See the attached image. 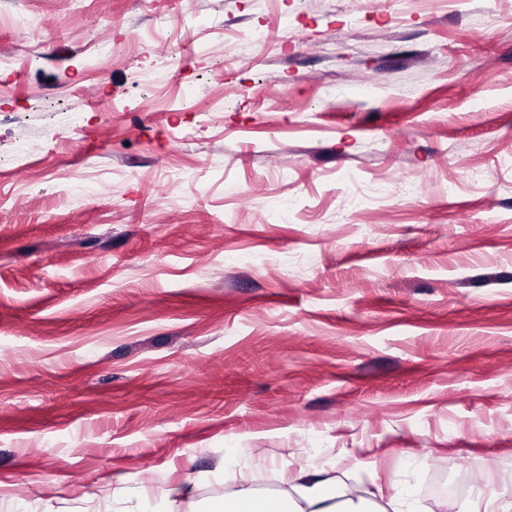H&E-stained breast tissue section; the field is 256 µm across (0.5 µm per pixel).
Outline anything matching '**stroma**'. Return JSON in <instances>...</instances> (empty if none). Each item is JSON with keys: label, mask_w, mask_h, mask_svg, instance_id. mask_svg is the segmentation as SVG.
<instances>
[{"label": "stroma", "mask_w": 512, "mask_h": 512, "mask_svg": "<svg viewBox=\"0 0 512 512\" xmlns=\"http://www.w3.org/2000/svg\"><path fill=\"white\" fill-rule=\"evenodd\" d=\"M1 58L0 512L512 502V0H0ZM294 494H263L243 484L224 498L211 503L209 512H386L376 492L361 491L336 483L331 477L311 478L300 468L287 480Z\"/></svg>", "instance_id": "stroma-1"}]
</instances>
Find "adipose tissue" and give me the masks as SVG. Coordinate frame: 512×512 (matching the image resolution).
I'll return each mask as SVG.
<instances>
[{
	"label": "adipose tissue",
	"mask_w": 512,
	"mask_h": 512,
	"mask_svg": "<svg viewBox=\"0 0 512 512\" xmlns=\"http://www.w3.org/2000/svg\"><path fill=\"white\" fill-rule=\"evenodd\" d=\"M288 484V492L274 495L241 485L212 502L209 512H414L408 498L391 499L383 508L375 493L337 483L330 477L313 478L301 472L289 477Z\"/></svg>",
	"instance_id": "1"
}]
</instances>
